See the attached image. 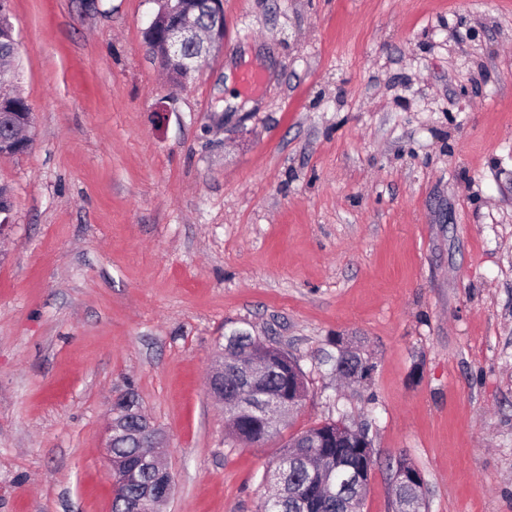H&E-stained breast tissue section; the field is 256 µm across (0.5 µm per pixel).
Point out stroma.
Segmentation results:
<instances>
[{
	"label": "stroma",
	"mask_w": 512,
	"mask_h": 512,
	"mask_svg": "<svg viewBox=\"0 0 512 512\" xmlns=\"http://www.w3.org/2000/svg\"><path fill=\"white\" fill-rule=\"evenodd\" d=\"M157 0H12L29 149L0 156V512H112L133 388L169 437L162 512H258L282 438H228L230 333L308 388L286 434L366 427L426 512H512V0H224L174 84ZM262 87L243 93L241 69ZM358 345L368 379L326 355Z\"/></svg>",
	"instance_id": "35a3bbf8"
}]
</instances>
